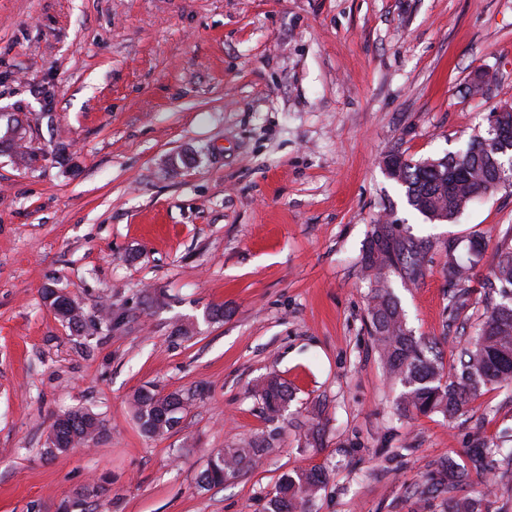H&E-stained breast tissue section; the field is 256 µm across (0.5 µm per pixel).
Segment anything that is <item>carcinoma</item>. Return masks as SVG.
<instances>
[{
	"label": "carcinoma",
	"instance_id": "cac0c4a2",
	"mask_svg": "<svg viewBox=\"0 0 512 512\" xmlns=\"http://www.w3.org/2000/svg\"><path fill=\"white\" fill-rule=\"evenodd\" d=\"M486 134L470 139L465 149L439 158L413 162L402 154L386 156L388 176L404 188L408 205L430 221L453 223L468 207L496 192L512 179V112L490 113ZM484 236H472L457 252L448 248V280L457 284L469 280L470 272L485 251ZM425 250L422 243L405 236L392 224L372 227L361 256V268L368 282L367 312L370 336L387 377L402 387L397 403L403 414H439L453 419L463 414L489 386L512 385V251L500 253L491 276L500 285L501 301L469 337L460 350V370L445 372L436 343L414 334L391 277L410 282L424 273ZM51 306L68 323L83 326L84 315L72 313L65 301ZM262 412L267 421H278L291 401L288 386L276 376L264 379L259 388ZM185 396L173 392L162 395L143 389L134 400V416L140 431L149 438L172 432L170 418L162 413L175 410L182 419ZM101 422L88 409H77L57 417L51 425L57 446L50 454L68 451L76 444L88 443L101 432ZM276 429L244 445L229 446L216 453L197 477L199 488L209 490L253 469L276 439ZM512 465V452L485 444L466 452L462 464L442 462L419 491L423 498H442L443 512H483L482 499L463 494L472 474L492 471L497 464ZM329 474L320 468L297 467L284 474L268 500L267 512H314Z\"/></svg>",
	"mask_w": 512,
	"mask_h": 512
}]
</instances>
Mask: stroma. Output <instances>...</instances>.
<instances>
[{
  "instance_id": "stroma-1",
  "label": "stroma",
  "mask_w": 512,
  "mask_h": 512,
  "mask_svg": "<svg viewBox=\"0 0 512 512\" xmlns=\"http://www.w3.org/2000/svg\"><path fill=\"white\" fill-rule=\"evenodd\" d=\"M505 108L512 0H0V512H266L299 466L330 474L317 512H442L416 487L466 449L512 448V386L450 422L401 416L359 260L385 221L426 244L424 277L392 285L457 365L512 249V186L433 223L382 159L462 149ZM477 233L455 312L448 248ZM272 372L294 393L275 426L255 396ZM143 388L191 394L176 432L141 433ZM81 408L97 440L47 455L54 418ZM273 427L260 466L198 487L211 453ZM469 492L512 512V470Z\"/></svg>"
}]
</instances>
